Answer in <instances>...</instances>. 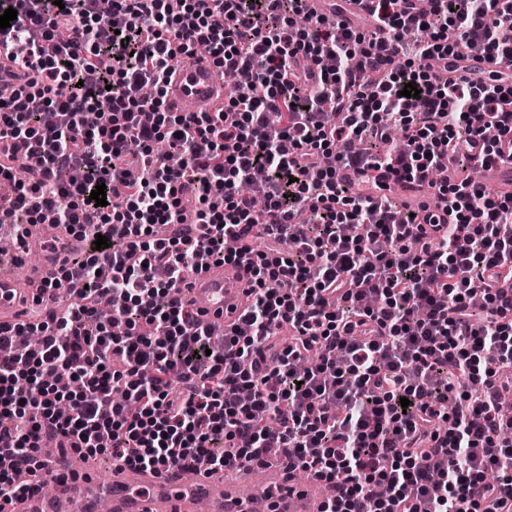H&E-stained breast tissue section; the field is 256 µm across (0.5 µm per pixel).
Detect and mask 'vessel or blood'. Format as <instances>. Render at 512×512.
Here are the masks:
<instances>
[{
  "label": "vessel or blood",
  "instance_id": "b4317fda",
  "mask_svg": "<svg viewBox=\"0 0 512 512\" xmlns=\"http://www.w3.org/2000/svg\"><path fill=\"white\" fill-rule=\"evenodd\" d=\"M224 102V74L206 58L187 67H177L166 86V103L174 112H212ZM487 181L502 190H512V160L506 159L485 170ZM31 249L46 252V260L32 279H20L0 271V325L25 322L24 305L39 286L54 273L61 260L53 254V244L79 252L84 248L80 235L58 227L46 234L43 225L27 229ZM248 285L224 266L212 265L185 275L177 298L182 305H193L199 322L205 325L230 323L243 309ZM96 459H88L80 473L67 480L66 494L48 499L32 493L15 501L13 512H71L74 501L88 500L94 512H172L174 500L188 502L192 512H269L266 500L249 494L235 478L223 473L200 475L195 482L184 479L182 470L171 467L158 472L144 471L123 463L111 465L108 488L97 485ZM323 482L312 478L308 487L295 489L279 505L278 512H324L329 500L322 493Z\"/></svg>",
  "mask_w": 512,
  "mask_h": 512
}]
</instances>
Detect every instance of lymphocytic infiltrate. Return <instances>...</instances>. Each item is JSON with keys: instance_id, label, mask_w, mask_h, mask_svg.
Here are the masks:
<instances>
[{"instance_id": "obj_1", "label": "lymphocytic infiltrate", "mask_w": 512, "mask_h": 512, "mask_svg": "<svg viewBox=\"0 0 512 512\" xmlns=\"http://www.w3.org/2000/svg\"><path fill=\"white\" fill-rule=\"evenodd\" d=\"M431 2L376 0L381 43L307 0H0L17 11L0 47L35 76L0 99V152L24 144L28 172L0 227L49 220L90 244L45 283L68 311L0 329L16 469L40 468L45 437L149 469L282 453L335 488L326 512H512V192L434 178L512 156V77L446 65L476 44L512 57V0ZM201 52L246 87L169 111L171 61ZM379 171L440 207L363 193ZM201 250L250 286L220 337L175 298Z\"/></svg>"}]
</instances>
